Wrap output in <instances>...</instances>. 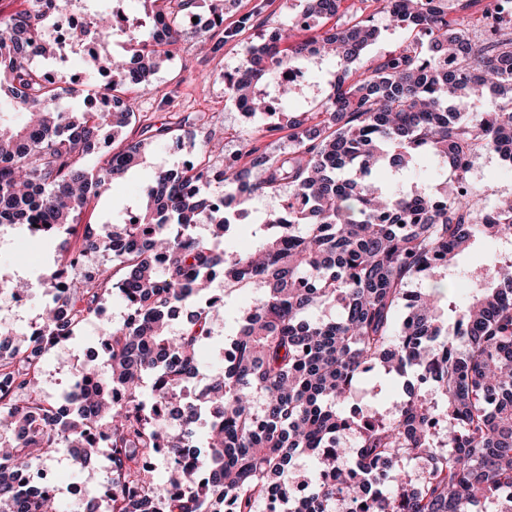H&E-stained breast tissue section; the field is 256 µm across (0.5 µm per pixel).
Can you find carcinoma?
Here are the masks:
<instances>
[{
	"mask_svg": "<svg viewBox=\"0 0 512 512\" xmlns=\"http://www.w3.org/2000/svg\"><path fill=\"white\" fill-rule=\"evenodd\" d=\"M23 0L0 16V93L29 111L22 127L0 121V227L20 225L35 242L71 233L89 202L152 153L148 139L86 155L116 139L136 119L124 97L149 89L150 78L178 53L184 20L200 0H143L136 35L114 28L112 13L95 15L102 43L126 38L121 60L93 57L107 77L98 111L66 112L60 79L34 64L52 53L39 38L46 21L73 0ZM342 0H305L304 17L327 22ZM389 23L414 39L362 71L358 63L381 36L372 16L352 18L301 39L285 30L253 44L227 80L246 112L284 102L296 88L283 70L325 59L343 67L336 92L320 112L290 122L288 155L247 151L240 169L213 155L223 139L191 146L189 159L155 168L144 203L123 224H88L63 266L84 270L61 283L50 276L39 332H0V512H50L56 496L42 456L67 453L85 469L103 449L112 459L107 486L87 491L86 512L111 502L112 512H512V249L491 261L465 303L452 289L460 255L479 243L512 239V202H497V220L482 224L477 192H461V161L502 155L512 147V32L471 37L465 11L477 0H382ZM224 23L215 0L204 26ZM454 60V68L442 59ZM176 126L156 135L175 143ZM429 158L459 170L438 177L433 193L390 188L383 172L408 173ZM288 186V218L272 210L253 224L255 245L227 253L224 241L249 215L246 203ZM447 201L434 207L431 196ZM237 284H263L264 294L235 321L224 370L196 401L183 386L197 371L223 301L212 296L217 270ZM448 276V294L437 276ZM429 281L426 291L410 285ZM117 293L132 317L106 330L99 346L107 373L80 365L61 401L41 399L33 363L73 338ZM338 309L314 320L320 306ZM186 307L180 329L168 319ZM412 372L388 420L349 409L360 382L384 372ZM124 393L120 402L114 389ZM151 402L145 401V389ZM176 414L177 429L167 426ZM357 436L349 468L336 439ZM164 451L170 479L162 488L141 460ZM314 460L299 494L280 482L299 455ZM420 464V480L391 474L398 460Z\"/></svg>",
	"mask_w": 512,
	"mask_h": 512,
	"instance_id": "carcinoma-1",
	"label": "carcinoma"
}]
</instances>
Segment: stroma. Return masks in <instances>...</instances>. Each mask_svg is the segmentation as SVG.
Listing matches in <instances>:
<instances>
[{"label":"stroma","instance_id":"35a3bbf8","mask_svg":"<svg viewBox=\"0 0 512 512\" xmlns=\"http://www.w3.org/2000/svg\"><path fill=\"white\" fill-rule=\"evenodd\" d=\"M346 5L348 13L363 10L384 26L386 17L380 0H347ZM301 9L302 0H224L222 27L197 33L184 41L168 67L154 76L152 91L131 96L129 104L137 120L116 138L113 149H120L125 141L141 138L146 125L158 127L191 113L202 116L201 121L189 128L195 143L205 141L211 130H223L224 155L237 160L238 164L246 163V153L254 147L269 151L287 149L289 120L304 112L319 110L332 95L335 60H324L316 67L311 83L291 101L248 118L242 117L230 99L225 79L235 73L249 45L259 43L271 31L284 28ZM404 37L403 29L384 26L379 40L370 47L368 58L394 51ZM214 43L219 44V51L208 52V45ZM181 159L170 140H155L150 163L134 167L124 178L114 181L109 192L91 200L82 215L83 221L124 222L142 190L150 183L155 167ZM79 240L76 234L61 235L49 244H34L24 240L18 230L7 226L0 228V271L21 276L30 285L24 306H15L7 299L0 301V314L9 318L17 331H24L34 321L45 301L47 275L53 271L57 258L73 251ZM223 289L224 318L217 322L213 338L201 353L197 376L189 384L193 390L201 389L206 379L221 367L218 349L228 325L250 309L262 293L257 284L229 282ZM125 315L123 300L112 296L105 302L102 314L90 318L77 336L48 351L42 361L43 397L60 398L74 366L86 361L89 349L97 345L104 329L121 324ZM393 382V376L381 373L361 383L358 395L368 411L386 419L394 416ZM38 466L49 473L59 489V512H76L78 504L73 488L103 486L111 478L104 461H97L92 469L82 470L65 453L40 459Z\"/></svg>","mask_w":512,"mask_h":512}]
</instances>
